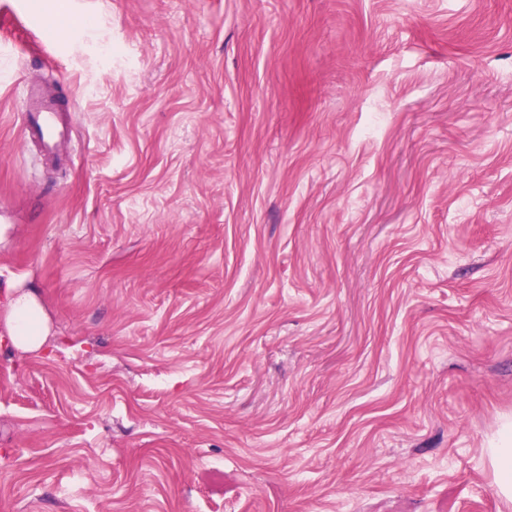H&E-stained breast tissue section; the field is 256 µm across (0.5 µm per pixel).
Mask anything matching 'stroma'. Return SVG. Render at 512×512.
Returning a JSON list of instances; mask_svg holds the SVG:
<instances>
[{"instance_id":"obj_1","label":"stroma","mask_w":512,"mask_h":512,"mask_svg":"<svg viewBox=\"0 0 512 512\" xmlns=\"http://www.w3.org/2000/svg\"><path fill=\"white\" fill-rule=\"evenodd\" d=\"M9 288L0 512H512V0H0ZM21 112H28L25 122L28 136H36L47 148H53L59 134L58 115L60 109L51 100H45L36 106L22 103ZM9 340L22 354L40 350L48 336L47 320L37 295L32 291L9 288L5 293ZM497 494L512 501V424L508 422L499 431L489 448H484Z\"/></svg>"}]
</instances>
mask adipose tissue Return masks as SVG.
<instances>
[{"mask_svg": "<svg viewBox=\"0 0 512 512\" xmlns=\"http://www.w3.org/2000/svg\"><path fill=\"white\" fill-rule=\"evenodd\" d=\"M5 304L9 340L24 354L40 350L49 332L37 295L31 291L7 289ZM493 483L501 498L512 501V424H505L485 450Z\"/></svg>", "mask_w": 512, "mask_h": 512, "instance_id": "adipose-tissue-1", "label": "adipose tissue"}]
</instances>
